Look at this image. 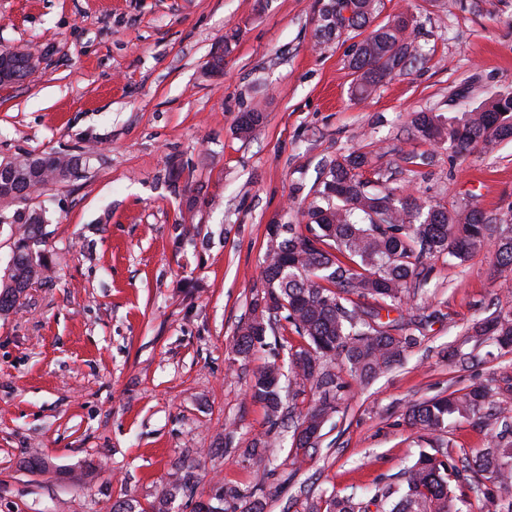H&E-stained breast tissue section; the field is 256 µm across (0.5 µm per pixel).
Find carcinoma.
Listing matches in <instances>:
<instances>
[{"label": "carcinoma", "mask_w": 512, "mask_h": 512, "mask_svg": "<svg viewBox=\"0 0 512 512\" xmlns=\"http://www.w3.org/2000/svg\"><path fill=\"white\" fill-rule=\"evenodd\" d=\"M331 22L317 30L331 36L341 29L372 27L351 53L349 67L356 75L351 94L368 98L376 86L411 61L408 16L372 26L381 13V0H327ZM512 96L485 106L446 116L414 113L411 124L418 136L434 144H449L459 151L483 145L487 149L512 139V122L497 112ZM371 164L369 153L352 151L325 165L307 210L306 232L295 224L277 225L276 239H268L269 260L262 271L264 287L254 296L246 321L238 328L235 353L247 359L264 344L272 324L285 320L304 340L288 352L293 378L313 391V404L300 415L294 429L297 454L318 446L323 426L337 412V395L345 388L342 375L367 384L399 362L417 339L395 335V326L381 321V311L403 304L408 285L420 277L418 269L437 254L464 261L491 244L498 263L512 268V229L497 230L476 208L450 211L428 205L414 193L393 189L368 190L362 172ZM15 221L22 232L14 242L7 280L0 284V312L10 310L30 282L45 268L44 257L33 250L42 235L44 218L19 211ZM271 305L256 314L259 297ZM373 300L374 304L364 305ZM472 336H492L500 347L512 349V309L500 311L472 327ZM277 362L257 372L249 387L253 400L264 405L270 430L281 424L283 400ZM482 419L501 431L485 448L456 460L438 458L425 451L399 474L395 483L379 490L364 506L352 495L332 492L320 502H310L306 512H464L463 497L452 483L461 473L482 475L491 483L494 512H512V411L491 400L484 386L461 393L453 391L411 406L410 424L426 434L445 431L450 419ZM196 493L193 466L179 468L147 507L132 502L112 506V512H169L177 495ZM212 507L216 512H259L250 495L236 488H218Z\"/></svg>", "instance_id": "carcinoma-1"}]
</instances>
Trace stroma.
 Instances as JSON below:
<instances>
[{"mask_svg":"<svg viewBox=\"0 0 512 512\" xmlns=\"http://www.w3.org/2000/svg\"><path fill=\"white\" fill-rule=\"evenodd\" d=\"M321 3L0 0V49L42 57L30 80L0 86V161L82 160L28 201L45 215L49 268L0 312V512L145 506L183 464L196 498L234 486L262 512H305L334 491L365 501L427 446L412 404L486 385L512 405V351L470 336L512 309V270L489 246L427 259L400 310L418 347L342 391L305 462L293 430L313 397L295 384L266 460L244 453L270 430L253 375L302 340L282 322L243 359L236 329L262 288L268 226L304 223L326 164L372 151L362 177L374 187L512 224V141L460 153L411 125L512 93V0H384L380 21L413 15L414 59L363 102L348 67L359 35L318 41ZM247 112L263 122L244 137ZM491 436L454 422L438 450L458 458ZM35 451L48 470L24 467ZM196 498L170 512H194Z\"/></svg>","mask_w":512,"mask_h":512,"instance_id":"35a3bbf8","label":"stroma"}]
</instances>
